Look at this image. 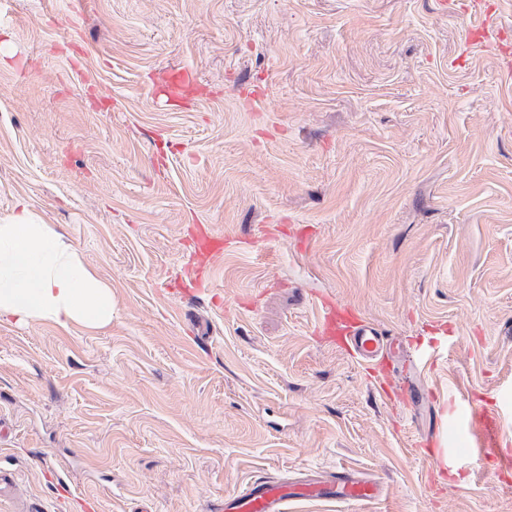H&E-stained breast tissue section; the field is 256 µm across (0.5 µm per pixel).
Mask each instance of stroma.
Segmentation results:
<instances>
[{"mask_svg": "<svg viewBox=\"0 0 512 512\" xmlns=\"http://www.w3.org/2000/svg\"><path fill=\"white\" fill-rule=\"evenodd\" d=\"M482 20L0 0V218L25 201L112 287L101 329L0 321V512H220L343 469L379 495L285 512H512V54L467 45ZM327 300L400 348L360 362Z\"/></svg>", "mask_w": 512, "mask_h": 512, "instance_id": "obj_1", "label": "stroma"}]
</instances>
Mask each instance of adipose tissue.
Returning a JSON list of instances; mask_svg holds the SVG:
<instances>
[{
	"label": "adipose tissue",
	"instance_id": "adipose-tissue-1",
	"mask_svg": "<svg viewBox=\"0 0 512 512\" xmlns=\"http://www.w3.org/2000/svg\"><path fill=\"white\" fill-rule=\"evenodd\" d=\"M93 328L112 321V288L78 248L28 209L0 218V318Z\"/></svg>",
	"mask_w": 512,
	"mask_h": 512
}]
</instances>
